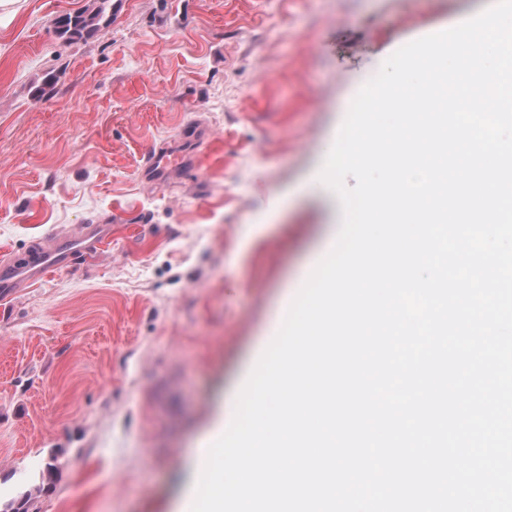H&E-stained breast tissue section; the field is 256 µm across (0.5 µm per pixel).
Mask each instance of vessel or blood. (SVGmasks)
Returning a JSON list of instances; mask_svg holds the SVG:
<instances>
[{"mask_svg":"<svg viewBox=\"0 0 512 512\" xmlns=\"http://www.w3.org/2000/svg\"><path fill=\"white\" fill-rule=\"evenodd\" d=\"M183 152L161 148L147 155L144 174H162L182 163ZM101 237L84 226L78 232L57 236L53 245H39L33 255L19 258L13 255L0 257V301H7L12 292L40 280L52 269L69 267L77 257L91 253L101 244Z\"/></svg>","mask_w":512,"mask_h":512,"instance_id":"vessel-or-blood-1","label":"vessel or blood"}]
</instances>
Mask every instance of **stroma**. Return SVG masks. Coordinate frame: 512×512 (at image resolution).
I'll return each instance as SVG.
<instances>
[{
  "label": "stroma",
  "instance_id": "1",
  "mask_svg": "<svg viewBox=\"0 0 512 512\" xmlns=\"http://www.w3.org/2000/svg\"><path fill=\"white\" fill-rule=\"evenodd\" d=\"M495 2L118 0L74 42L56 18L97 0L0 19V255L112 234L0 308V499L52 462L30 512H189L196 448L335 243L317 175L355 95ZM186 149L173 151L169 147L160 148L147 155L143 174L148 176L152 173L164 174L168 169L180 166Z\"/></svg>",
  "mask_w": 512,
  "mask_h": 512
}]
</instances>
